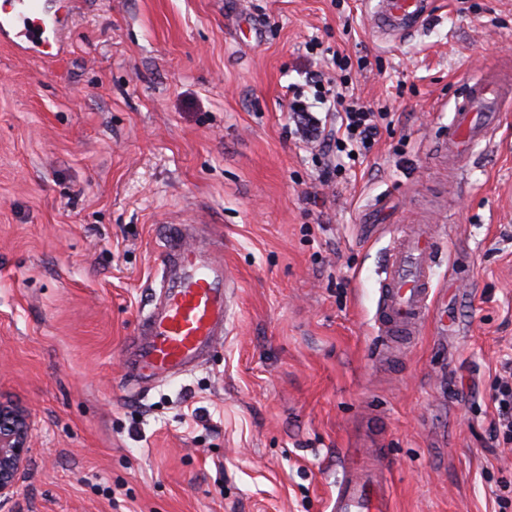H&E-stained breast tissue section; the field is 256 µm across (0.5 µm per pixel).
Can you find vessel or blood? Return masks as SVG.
<instances>
[{
    "label": "vessel or blood",
    "mask_w": 512,
    "mask_h": 512,
    "mask_svg": "<svg viewBox=\"0 0 512 512\" xmlns=\"http://www.w3.org/2000/svg\"><path fill=\"white\" fill-rule=\"evenodd\" d=\"M434 0H375L370 20L379 34L398 38L431 15ZM0 42L21 52L50 57L63 49V22L41 9L39 0H0ZM512 97V76L487 70L471 77L455 97L440 155L457 163L486 140ZM173 252L162 262L161 294L135 339L132 370L139 378L163 379L194 368L229 324L233 275L227 266L186 243L182 225L170 230ZM438 243L429 228L397 237L379 293L377 333L390 342L409 343L432 309ZM360 449L343 453L342 476L330 512H389L380 474L360 468Z\"/></svg>",
    "instance_id": "vessel-or-blood-1"
}]
</instances>
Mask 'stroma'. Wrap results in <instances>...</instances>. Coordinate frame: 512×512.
Returning a JSON list of instances; mask_svg holds the SVG:
<instances>
[{
	"mask_svg": "<svg viewBox=\"0 0 512 512\" xmlns=\"http://www.w3.org/2000/svg\"><path fill=\"white\" fill-rule=\"evenodd\" d=\"M54 63L0 45V400L31 447L0 512H328L376 448L391 512H512L492 399L512 357V111L449 176L435 144L466 81L512 68V0H436L387 43L367 0H48ZM340 50L391 112L367 158L295 132L289 85ZM342 171L332 187L327 161ZM433 210L435 309L395 358L375 314L394 238ZM236 279L196 369L126 357L165 237Z\"/></svg>",
	"mask_w": 512,
	"mask_h": 512,
	"instance_id": "35a3bbf8",
	"label": "stroma"
}]
</instances>
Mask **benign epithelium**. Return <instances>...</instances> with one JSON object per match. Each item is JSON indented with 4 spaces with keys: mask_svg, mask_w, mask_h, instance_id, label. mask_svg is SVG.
Wrapping results in <instances>:
<instances>
[{
    "mask_svg": "<svg viewBox=\"0 0 512 512\" xmlns=\"http://www.w3.org/2000/svg\"><path fill=\"white\" fill-rule=\"evenodd\" d=\"M31 439L32 425L26 410L0 402V496L15 489Z\"/></svg>",
    "mask_w": 512,
    "mask_h": 512,
    "instance_id": "7a95c632",
    "label": "benign epithelium"
}]
</instances>
